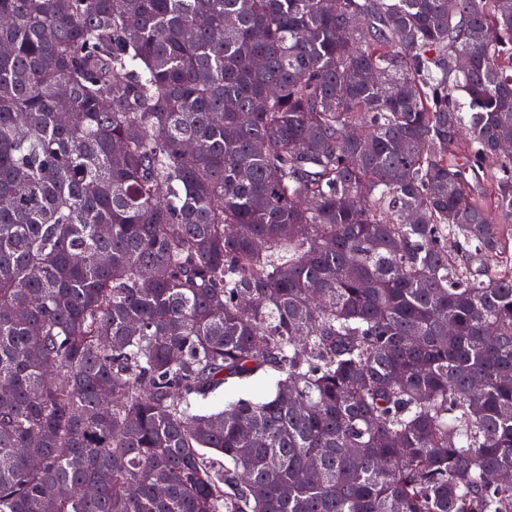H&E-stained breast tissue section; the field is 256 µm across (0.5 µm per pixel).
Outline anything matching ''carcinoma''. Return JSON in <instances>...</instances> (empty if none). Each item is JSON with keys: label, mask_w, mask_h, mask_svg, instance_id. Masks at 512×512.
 Segmentation results:
<instances>
[{"label": "carcinoma", "mask_w": 512, "mask_h": 512, "mask_svg": "<svg viewBox=\"0 0 512 512\" xmlns=\"http://www.w3.org/2000/svg\"><path fill=\"white\" fill-rule=\"evenodd\" d=\"M0 18V512H512V0ZM270 385L271 378L266 376L254 378L244 384H226L224 389L219 391L202 410L203 412L221 410L225 405L241 395H248L254 400H260L265 397Z\"/></svg>", "instance_id": "carcinoma-1"}]
</instances>
